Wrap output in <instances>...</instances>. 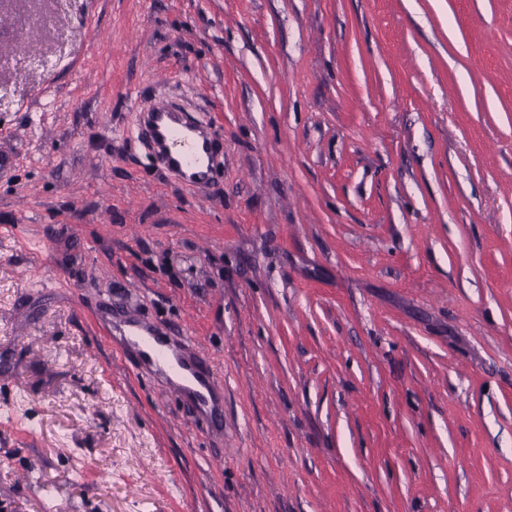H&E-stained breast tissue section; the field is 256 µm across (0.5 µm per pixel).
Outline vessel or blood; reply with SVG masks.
<instances>
[{"mask_svg":"<svg viewBox=\"0 0 512 512\" xmlns=\"http://www.w3.org/2000/svg\"><path fill=\"white\" fill-rule=\"evenodd\" d=\"M139 131L166 172L181 184L205 183L201 157L211 148L208 124L190 118L181 108L157 105L140 115ZM95 322L118 338L137 359L140 369L154 373L185 396L202 415L223 421L222 394L199 346L189 336H168L157 325L134 318L122 308L99 309Z\"/></svg>","mask_w":512,"mask_h":512,"instance_id":"1","label":"vessel or blood"}]
</instances>
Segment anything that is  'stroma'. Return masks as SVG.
I'll return each mask as SVG.
<instances>
[{
	"instance_id": "35a3bbf8",
	"label": "stroma",
	"mask_w": 512,
	"mask_h": 512,
	"mask_svg": "<svg viewBox=\"0 0 512 512\" xmlns=\"http://www.w3.org/2000/svg\"><path fill=\"white\" fill-rule=\"evenodd\" d=\"M2 139L0 512H512V0H0ZM139 131L164 170L181 184L196 187L209 179L201 167L202 154L211 148L208 124L177 106L156 105L140 114ZM94 320L108 336L118 338L124 350L135 355L138 369L163 378L199 414L214 418L222 426V394L191 336H166L157 325L130 316L112 302L99 309Z\"/></svg>"
}]
</instances>
